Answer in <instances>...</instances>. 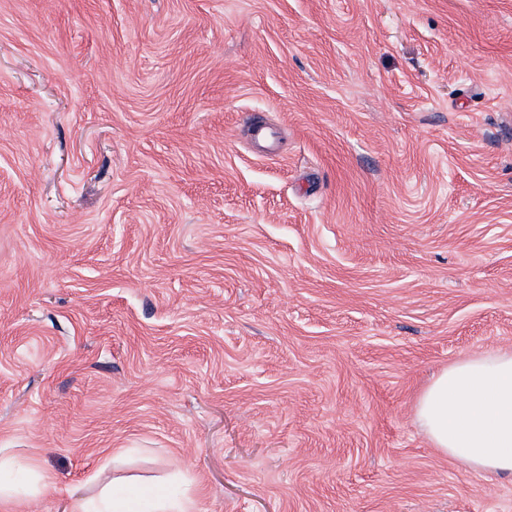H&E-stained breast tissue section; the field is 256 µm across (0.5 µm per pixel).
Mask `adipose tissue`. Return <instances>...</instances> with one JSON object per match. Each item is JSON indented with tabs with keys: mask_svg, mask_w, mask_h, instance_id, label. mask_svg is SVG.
Listing matches in <instances>:
<instances>
[{
	"mask_svg": "<svg viewBox=\"0 0 512 512\" xmlns=\"http://www.w3.org/2000/svg\"><path fill=\"white\" fill-rule=\"evenodd\" d=\"M416 419L439 452L488 476L512 475V351L489 350L443 369L416 403ZM126 484L77 498L71 512H192L166 491L126 496Z\"/></svg>",
	"mask_w": 512,
	"mask_h": 512,
	"instance_id": "adipose-tissue-1",
	"label": "adipose tissue"
}]
</instances>
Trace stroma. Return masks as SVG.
Segmentation results:
<instances>
[{"mask_svg": "<svg viewBox=\"0 0 512 512\" xmlns=\"http://www.w3.org/2000/svg\"><path fill=\"white\" fill-rule=\"evenodd\" d=\"M493 349L512 0H0V448L30 512L117 477L196 512H512L415 418Z\"/></svg>", "mask_w": 512, "mask_h": 512, "instance_id": "1", "label": "stroma"}]
</instances>
